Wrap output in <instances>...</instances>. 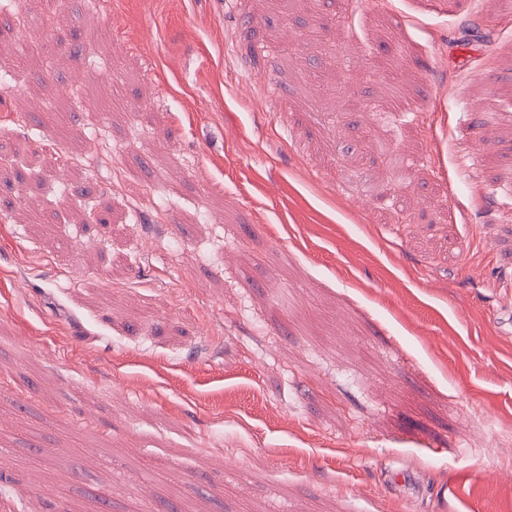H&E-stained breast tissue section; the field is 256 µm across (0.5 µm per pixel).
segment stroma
I'll return each mask as SVG.
<instances>
[{
    "label": "stroma",
    "instance_id": "stroma-1",
    "mask_svg": "<svg viewBox=\"0 0 512 512\" xmlns=\"http://www.w3.org/2000/svg\"><path fill=\"white\" fill-rule=\"evenodd\" d=\"M28 12L0 0V54L31 46L0 70L8 512H512V129L474 113L512 114V17Z\"/></svg>",
    "mask_w": 512,
    "mask_h": 512
}]
</instances>
